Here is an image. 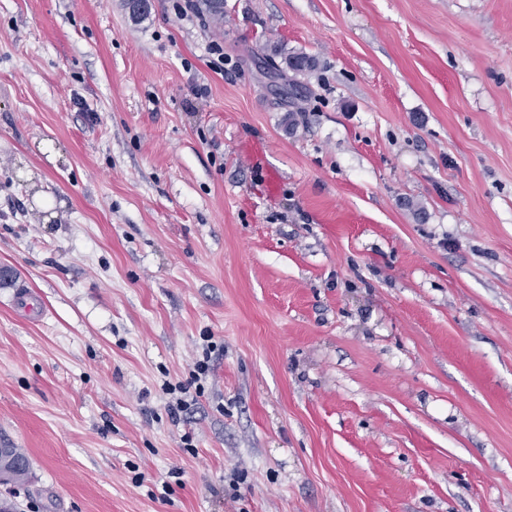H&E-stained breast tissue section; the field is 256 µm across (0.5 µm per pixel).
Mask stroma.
<instances>
[{
  "label": "stroma",
  "mask_w": 512,
  "mask_h": 512,
  "mask_svg": "<svg viewBox=\"0 0 512 512\" xmlns=\"http://www.w3.org/2000/svg\"><path fill=\"white\" fill-rule=\"evenodd\" d=\"M173 2L0 0L20 512H512V0ZM167 394L170 395L168 402V410L171 416H179V412H184L191 405L190 402L194 401V396L190 393V387L186 385H168Z\"/></svg>",
  "instance_id": "35a3bbf8"
}]
</instances>
